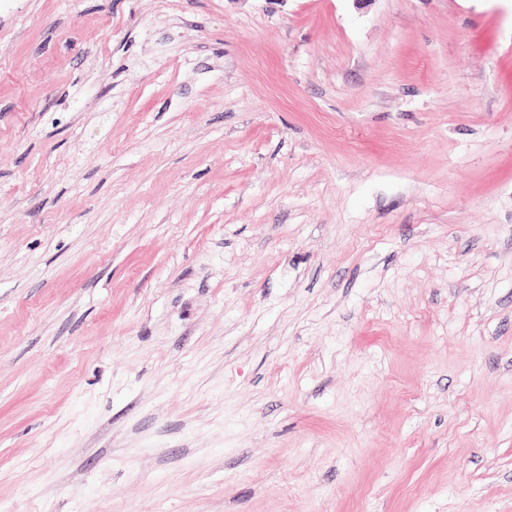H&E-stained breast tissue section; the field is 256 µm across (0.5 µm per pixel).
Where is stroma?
<instances>
[{"label":"stroma","mask_w":512,"mask_h":512,"mask_svg":"<svg viewBox=\"0 0 512 512\" xmlns=\"http://www.w3.org/2000/svg\"><path fill=\"white\" fill-rule=\"evenodd\" d=\"M0 512H512V0H0Z\"/></svg>","instance_id":"35a3bbf8"}]
</instances>
